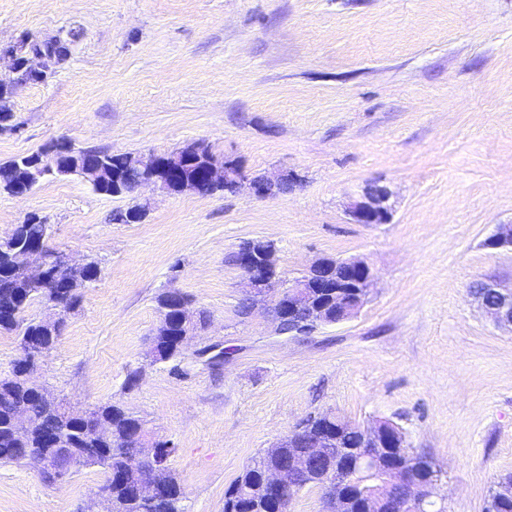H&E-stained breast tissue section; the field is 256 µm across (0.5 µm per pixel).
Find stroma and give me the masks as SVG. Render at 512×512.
Masks as SVG:
<instances>
[{"label": "stroma", "instance_id": "35a3bbf8", "mask_svg": "<svg viewBox=\"0 0 512 512\" xmlns=\"http://www.w3.org/2000/svg\"><path fill=\"white\" fill-rule=\"evenodd\" d=\"M24 35L68 41L70 57L15 91L0 163L59 140L146 157L202 141L246 176L301 179L266 200L107 197L77 176L1 190L0 235L38 216L50 246L100 269L61 313L38 382L80 409L122 405L170 441L185 512H224L256 455L326 412L398 425L443 473L440 512H485L512 474V332L468 289L512 287V250L486 244L512 222V0H0V48ZM373 183L390 222L352 223ZM139 203L141 222L114 223ZM252 238L274 242L286 280L364 259L368 302L307 336L239 315L227 257ZM171 287L212 323L153 363ZM105 480L1 464L0 512H99Z\"/></svg>", "mask_w": 512, "mask_h": 512}]
</instances>
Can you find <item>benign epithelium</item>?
<instances>
[{"label":"benign epithelium","instance_id":"benign-epithelium-1","mask_svg":"<svg viewBox=\"0 0 512 512\" xmlns=\"http://www.w3.org/2000/svg\"><path fill=\"white\" fill-rule=\"evenodd\" d=\"M69 56L68 46L57 38L23 37L17 43L0 49V59L9 60L8 73L4 80L11 88L27 85L45 71L64 64ZM134 164L141 171L137 187L150 185L164 188L158 176V157L134 158ZM288 178L281 174L276 178L265 175L248 178L242 174L238 162L230 157L213 158L206 168L204 180L214 187L234 184L235 190L245 187L258 199L272 196L274 188ZM388 191L365 189L362 197L353 201L348 215L354 224H386L392 216ZM493 248L512 249V224H500L495 234L488 239ZM240 286L249 300V315L260 313L268 317L276 330L297 335H306L322 325L337 324L351 319L364 305L374 285V274L367 263L359 258L315 261L306 275L282 286L275 258V249L262 238L250 239L239 247ZM70 272H77L86 266L85 261L60 252H50L47 241L31 249H12L10 260L16 273L32 287L45 291L51 288L46 270L50 260ZM482 291L475 294L481 308L499 327L512 330V288L503 289L486 280L481 283ZM198 310L190 303L183 304L181 321L183 333L179 345L185 347L200 332L197 326ZM15 369L26 378L27 383L44 395L49 392L37 383L40 370V355L22 352L15 363ZM355 431L366 439L362 448H341L333 431ZM311 447L306 455L293 459L286 469H272L262 479L256 491L261 495L276 497L288 489L291 477L308 468L314 458H344V463L358 482L364 483L376 477L392 488L404 491L401 497L389 498L384 503L385 512H427L431 500L437 497V474L421 478L416 473V462H401L392 457L393 449L407 447L405 433L389 421L360 427L333 414L324 416L319 428L310 440ZM141 448L136 466L146 470L139 492L144 497L154 495L158 484L152 479V471L160 466L162 448L160 441L150 435L143 436L138 444ZM35 466L52 483H63L70 476V470L58 464L51 455L35 460Z\"/></svg>","mask_w":512,"mask_h":512}]
</instances>
